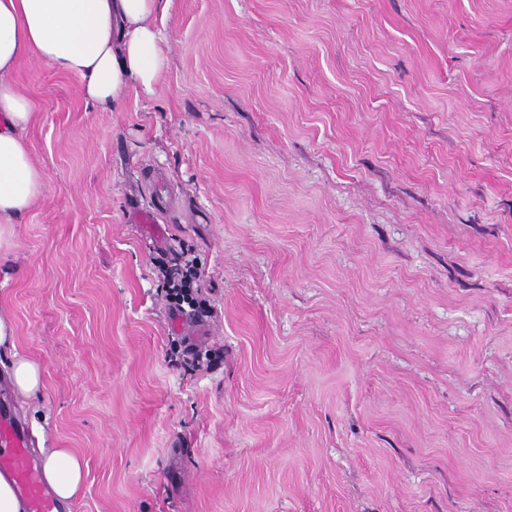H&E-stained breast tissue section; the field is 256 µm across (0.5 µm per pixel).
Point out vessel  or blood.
I'll return each instance as SVG.
<instances>
[{"label":"vessel or blood","mask_w":512,"mask_h":512,"mask_svg":"<svg viewBox=\"0 0 512 512\" xmlns=\"http://www.w3.org/2000/svg\"><path fill=\"white\" fill-rule=\"evenodd\" d=\"M0 471L9 473L28 512H57L58 505L44 486L40 470L31 460L28 442L11 419L0 418Z\"/></svg>","instance_id":"obj_1"}]
</instances>
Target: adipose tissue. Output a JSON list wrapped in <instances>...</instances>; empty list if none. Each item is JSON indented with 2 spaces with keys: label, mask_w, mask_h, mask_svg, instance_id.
Here are the masks:
<instances>
[{
  "label": "adipose tissue",
  "mask_w": 512,
  "mask_h": 512,
  "mask_svg": "<svg viewBox=\"0 0 512 512\" xmlns=\"http://www.w3.org/2000/svg\"><path fill=\"white\" fill-rule=\"evenodd\" d=\"M169 0H0V260L11 253L13 219L43 195V173L23 136L36 118L13 74L27 55L82 80L86 102L117 107L134 91L153 92L166 65L158 25ZM12 315L0 308V351L13 358L7 378L13 393L37 396L41 366L16 355ZM40 469L60 505L81 493L86 463L70 448H45Z\"/></svg>",
  "instance_id": "1"
}]
</instances>
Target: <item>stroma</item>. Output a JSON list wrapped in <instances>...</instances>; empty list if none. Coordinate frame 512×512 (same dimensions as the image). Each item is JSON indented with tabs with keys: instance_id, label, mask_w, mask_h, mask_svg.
Wrapping results in <instances>:
<instances>
[{
	"instance_id": "obj_1",
	"label": "stroma",
	"mask_w": 512,
	"mask_h": 512,
	"mask_svg": "<svg viewBox=\"0 0 512 512\" xmlns=\"http://www.w3.org/2000/svg\"><path fill=\"white\" fill-rule=\"evenodd\" d=\"M162 32L113 110L14 73L45 192L0 308L44 388L0 352V416L83 456L70 512H512V0H170ZM182 268L183 270L178 273L180 277L176 281L173 280L170 287L176 296L188 298L193 291L197 292L199 290L200 287L197 282L200 275L194 259L184 258ZM12 355L7 378L13 393L24 399L37 396L42 387L43 371L41 366L28 360L15 351V325L12 315L0 308V351Z\"/></svg>"
}]
</instances>
